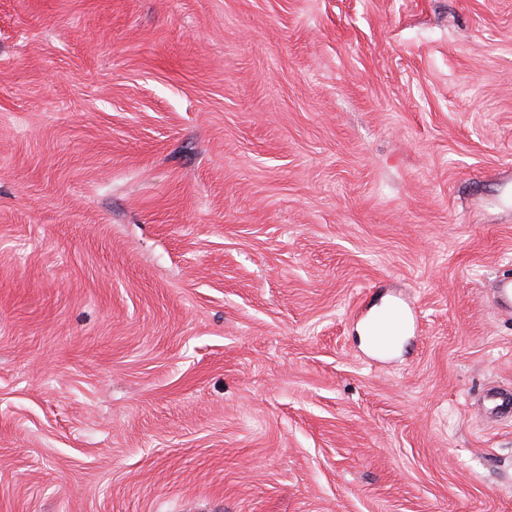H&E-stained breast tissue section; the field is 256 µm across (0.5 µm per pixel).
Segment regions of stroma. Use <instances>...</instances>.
<instances>
[{"instance_id":"35a3bbf8","label":"stroma","mask_w":512,"mask_h":512,"mask_svg":"<svg viewBox=\"0 0 512 512\" xmlns=\"http://www.w3.org/2000/svg\"><path fill=\"white\" fill-rule=\"evenodd\" d=\"M507 268L512 0H0V512H512ZM493 303L503 312L512 310V274L503 273L495 280L493 288Z\"/></svg>"}]
</instances>
